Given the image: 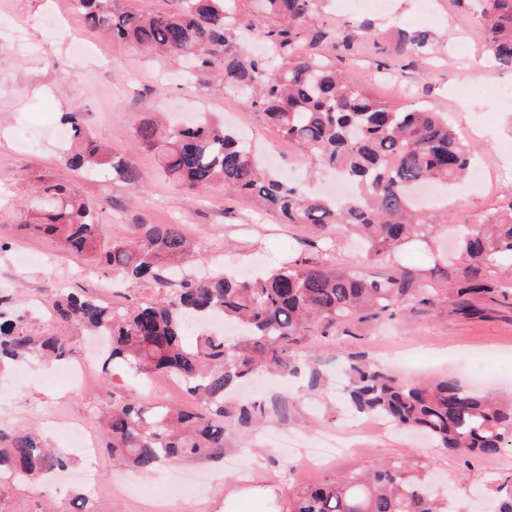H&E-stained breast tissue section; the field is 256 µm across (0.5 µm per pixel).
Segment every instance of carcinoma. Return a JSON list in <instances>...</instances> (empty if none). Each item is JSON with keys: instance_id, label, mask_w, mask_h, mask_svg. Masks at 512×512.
<instances>
[{"instance_id": "cac0c4a2", "label": "carcinoma", "mask_w": 512, "mask_h": 512, "mask_svg": "<svg viewBox=\"0 0 512 512\" xmlns=\"http://www.w3.org/2000/svg\"><path fill=\"white\" fill-rule=\"evenodd\" d=\"M74 2L93 28L116 40L180 55L197 71L220 68L224 81L310 162L356 187L347 200L308 194L265 172L250 148L217 122L167 128L147 117L138 127V143L156 151L165 176L192 190L221 185L226 193L258 195L286 224L350 227L365 241L366 261L384 264L427 224L414 188L424 183L446 187L471 166V152L448 114L379 100L336 67L301 51L297 29L316 0H258L259 10L246 27L261 29L277 56L274 65L247 56L229 35L231 0H180L169 13L120 11L114 0ZM467 5L489 33L495 58L512 65V0H467ZM63 121L72 131L70 166L110 168L130 181L139 179L111 150L85 136L78 113L65 114ZM42 194L55 206L33 225L35 230L59 239L77 255L97 256L98 264L117 277L150 279L166 289L162 299L124 312L87 295L60 294L53 301L58 322L106 338L103 370L132 366L141 385L169 373L203 403L201 411L125 399L112 403L108 448L145 472L165 461L222 454L228 422L263 424L262 402L232 410L224 406V394L260 371L282 378L296 375V336L301 332L318 325L326 334L357 316L391 314L414 294L393 276L369 280L358 271L335 268L320 249L264 277L242 280L215 270L201 280L184 278L174 288L164 271L174 260L191 256V243L179 225L140 224L135 244L104 249L98 214L68 185H47ZM460 252L473 270L512 260V204L505 212L487 215L477 228L462 229ZM505 287L503 281L467 275L452 293L463 305L472 295ZM215 314L234 320L245 339L231 345L221 336L203 334L187 343L195 324ZM71 350V337L35 334L25 316L14 312L13 295H0V371L26 355L61 358ZM346 371V403L355 414L382 416L403 429L421 431L468 467L512 450L511 403L479 396L449 377L415 385L357 360L349 361ZM65 467L67 460L39 436L0 430V480L26 483ZM288 512H447V503L432 494L423 474L393 461L307 487L297 492Z\"/></svg>"}]
</instances>
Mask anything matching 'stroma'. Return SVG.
I'll return each mask as SVG.
<instances>
[{
    "instance_id": "35a3bbf8",
    "label": "stroma",
    "mask_w": 512,
    "mask_h": 512,
    "mask_svg": "<svg viewBox=\"0 0 512 512\" xmlns=\"http://www.w3.org/2000/svg\"><path fill=\"white\" fill-rule=\"evenodd\" d=\"M317 31L323 38L314 53L378 99L447 113L476 159L501 174L483 191L469 180L449 186L447 196L430 206L425 234L401 247L391 263H363V249L352 236L335 239L330 259L339 268L371 278L399 275L414 289L438 293L439 301L427 306L414 299L394 318L354 319L326 338L304 332L297 344L303 374L259 379L238 393L242 401L264 397L267 421L261 428H226L223 457L179 460L149 474L101 447L102 417L113 401L133 391L153 405L198 410L201 402L165 375L136 390L127 370L109 375L98 368L79 388L57 362L26 358L0 377V428L44 434L72 459L74 470L92 472L95 479H53L36 487L0 483V512H76L79 495L99 512H286L300 488L396 459L428 471L440 490H453L459 512H495L512 495V452L468 468L426 437L397 430L363 433L364 452L339 457L330 468L301 466L292 477L282 474L283 440L303 444L326 431L357 428L340 390L310 387L306 370L313 366L330 378L335 364L357 356L412 382L451 374L512 400V293L477 294L464 307L451 293L466 272L456 225L477 224L480 216L512 204V101L487 92L491 84L512 88V67L493 59L487 33L462 0H390L384 12L356 9L352 0H319L300 38L310 40ZM404 34L425 36L426 46L400 59L392 50ZM340 35L350 39V48L337 46ZM466 45L486 59L488 75L471 70L461 53ZM75 111L83 115L86 134L128 160L139 180L83 174L66 164L67 145L57 132L62 113ZM147 112L162 113L172 124L204 116L234 121L256 132L258 156L280 143L278 175L297 166L305 185L315 188L330 179L329 170L311 167L218 74L191 72L177 55H146L103 35L88 27L73 0H0V241L7 245L0 251V289L17 292L18 311L34 330L56 326L51 301L58 292L94 296L97 282L108 278L89 257L69 254L58 239L33 230L44 202L41 189L49 183L70 185L95 205L109 243L132 239L140 224L181 225L195 242L194 258L182 265L186 275L204 266H251L262 273L311 255L319 230L283 223L262 198L228 195L220 187L198 193L161 177L154 152L135 145ZM68 425L88 435L92 454L70 447ZM230 459L258 470L254 494L238 495L245 481L227 467Z\"/></svg>"
}]
</instances>
